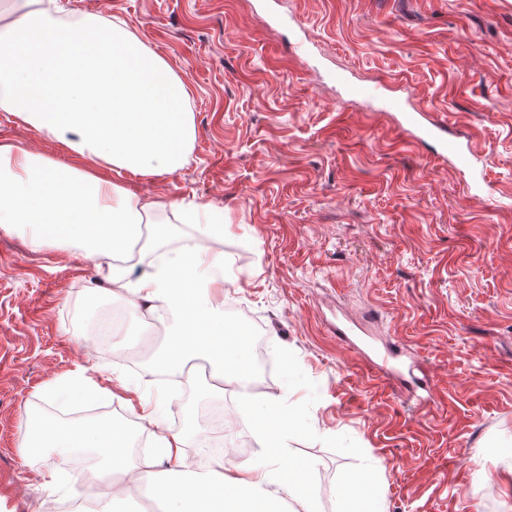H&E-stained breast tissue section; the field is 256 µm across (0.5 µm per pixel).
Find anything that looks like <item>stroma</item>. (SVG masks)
<instances>
[{
  "instance_id": "1",
  "label": "stroma",
  "mask_w": 512,
  "mask_h": 512,
  "mask_svg": "<svg viewBox=\"0 0 512 512\" xmlns=\"http://www.w3.org/2000/svg\"><path fill=\"white\" fill-rule=\"evenodd\" d=\"M63 0L75 15L118 16L165 56L191 91L193 162L131 186L154 201L136 259L202 242L224 254L225 315L244 316L228 340L269 356V397L299 429L288 458L316 512H348L354 477L386 512H512V0ZM385 81L412 90L408 111L444 122L483 159L484 192L465 162L414 144L383 104L363 105L336 82ZM61 157L60 146L0 112V142ZM222 206L221 239L177 223L173 201ZM93 261L35 251L0 229V512H44L89 501L90 490L42 483L59 468L19 448L26 410L67 423L111 412L136 427L138 387L159 370L160 320L125 308L115 350L94 339L100 290ZM392 346L389 377L338 336ZM295 368L296 384L286 371ZM84 370L109 399L56 401L57 380ZM204 373L180 381L167 433L198 457L209 413L227 412L224 461H256L258 426L237 401L202 397ZM249 440L239 453L241 440Z\"/></svg>"
}]
</instances>
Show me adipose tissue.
Instances as JSON below:
<instances>
[{
    "mask_svg": "<svg viewBox=\"0 0 512 512\" xmlns=\"http://www.w3.org/2000/svg\"><path fill=\"white\" fill-rule=\"evenodd\" d=\"M59 0H20L15 16H0V111L18 116L40 136L68 151L67 159L0 142V227L25 237L34 250L69 245L94 258L111 297L167 323L157 366L183 375L188 362H208L207 393L220 396L249 374L244 350L224 338V254L194 248L159 254L148 270L128 260L154 204L130 178L149 180L190 164L196 138L189 94L180 76L120 18L88 15L62 20ZM256 421L277 418L276 439L260 436L261 464L194 473L183 434L167 433L161 403L141 400L138 417L150 426L156 452L142 462L130 455L125 424L52 423L27 413L20 448L31 461L55 453L68 461L93 453L89 471H48L90 487L107 482L102 512L129 498L142 469L165 466L154 488L165 512H283L299 489L287 463L295 428L290 409L274 399L249 397Z\"/></svg>",
    "mask_w": 512,
    "mask_h": 512,
    "instance_id": "adipose-tissue-1",
    "label": "adipose tissue"
}]
</instances>
